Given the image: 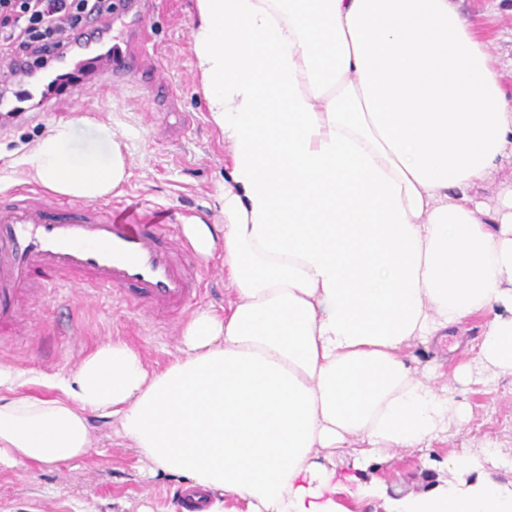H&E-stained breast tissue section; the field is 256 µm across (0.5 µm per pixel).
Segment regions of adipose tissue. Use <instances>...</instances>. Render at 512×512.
<instances>
[{
    "label": "adipose tissue",
    "mask_w": 512,
    "mask_h": 512,
    "mask_svg": "<svg viewBox=\"0 0 512 512\" xmlns=\"http://www.w3.org/2000/svg\"><path fill=\"white\" fill-rule=\"evenodd\" d=\"M190 36L211 121L230 148L220 224H189L194 249L224 246L234 298L196 312L179 354L147 368L100 345L58 394L22 393L0 366V467L65 464L92 449L89 414L117 418L149 473L241 500L245 512H346L328 465L354 469L427 448L468 420L436 369L406 350L463 336L455 376L512 375V95L454 0H195ZM52 125L25 156L30 180L76 202L127 178L108 127L73 143ZM483 458L398 512H512V485Z\"/></svg>",
    "instance_id": "ef3b65f1"
}]
</instances>
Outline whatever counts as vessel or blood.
Segmentation results:
<instances>
[{
    "instance_id": "vessel-or-blood-1",
    "label": "vessel or blood",
    "mask_w": 512,
    "mask_h": 512,
    "mask_svg": "<svg viewBox=\"0 0 512 512\" xmlns=\"http://www.w3.org/2000/svg\"><path fill=\"white\" fill-rule=\"evenodd\" d=\"M135 8L134 0H113L111 15L65 37L47 66L18 63L0 83V112L51 111L59 97L54 76L65 85L87 72L93 87L125 85V19ZM192 252L165 209L144 221L109 199L76 206L51 202L31 187L1 193L0 331L20 335L23 312L62 288L112 292L154 315H178L201 294Z\"/></svg>"
}]
</instances>
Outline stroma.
Here are the masks:
<instances>
[{"label": "stroma", "mask_w": 512, "mask_h": 512, "mask_svg": "<svg viewBox=\"0 0 512 512\" xmlns=\"http://www.w3.org/2000/svg\"><path fill=\"white\" fill-rule=\"evenodd\" d=\"M194 0H161L158 10L126 37L132 45L149 40L155 52L147 61L164 66L167 79L158 95L143 88L87 96L80 92L57 100L41 122L14 121L0 137V192L21 186L23 159L53 124L83 117L75 143H90L99 126H108L128 160V176L114 197L148 215L158 209L186 213L211 224L219 211L216 198L224 184L229 148L210 121L194 66L190 30ZM462 15L490 43L489 53L503 72V86L512 93V0H457ZM202 295L198 309L223 312L231 291L224 275V251L195 259ZM31 338L0 344V366L32 378L29 394L48 393V379L72 372L98 345L121 340L153 368L164 366L178 352L183 319L172 324L135 311L120 298L92 296L74 288L50 295L30 316ZM472 336H448L440 344L414 346L408 353L418 368L441 366L450 372L468 363ZM453 401L468 405L467 423L451 427L447 440L431 448H405L371 461L357 471L350 463L336 466L343 491L337 502L350 512H392L396 501L428 488L427 473L439 472L448 454L483 451L486 437L498 439L505 465L488 469L497 481H512V376L451 380ZM94 447L89 455L65 465L0 469V512H178L176 492L185 477L148 475L136 451L118 436L110 418L89 417Z\"/></svg>", "instance_id": "1"}]
</instances>
